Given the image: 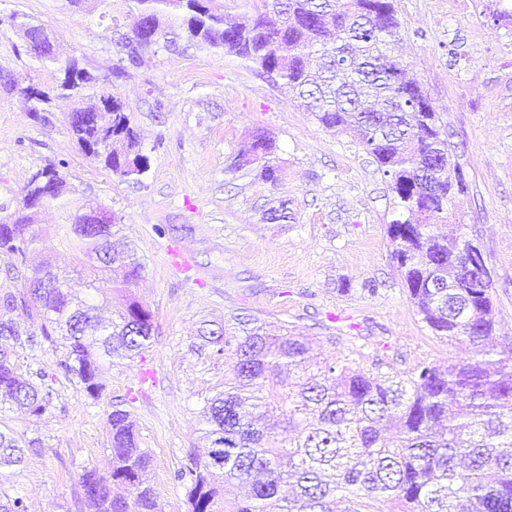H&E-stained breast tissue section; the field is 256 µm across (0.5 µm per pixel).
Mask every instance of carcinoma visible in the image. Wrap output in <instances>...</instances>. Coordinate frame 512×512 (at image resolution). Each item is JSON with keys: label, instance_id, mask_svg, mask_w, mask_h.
Returning <instances> with one entry per match:
<instances>
[{"label": "carcinoma", "instance_id": "cac0c4a2", "mask_svg": "<svg viewBox=\"0 0 512 512\" xmlns=\"http://www.w3.org/2000/svg\"><path fill=\"white\" fill-rule=\"evenodd\" d=\"M134 2L133 16L147 18L158 38L143 39L129 24L116 42L129 63L158 45L172 52L193 47L231 53L282 80L323 127L353 133L389 178L395 204L406 215L388 225V236L423 322L434 335L475 353L444 368L422 365L405 378L335 363L308 374L307 339L275 334L254 320L234 336L235 385L207 402L210 447L205 460L189 470V512H216L217 484L246 482L255 473L263 480L251 484L233 512H332L338 491L350 495L349 512H361L365 497L395 500L402 512H512V343H495L491 287L472 288L466 267L471 240L450 248L431 231L448 220V204L467 185L448 158V139L430 99L406 78L407 63L392 54L400 35L393 0H261L254 14L230 25L206 0ZM270 13L281 23L271 24ZM12 20L25 43L39 47L36 59L56 61L42 26L24 14ZM95 84V76L69 64L53 90L37 91L36 101L49 106L56 99H76ZM100 102L97 109L74 107L67 113L79 148L104 157L115 175L141 172L146 158L136 150L137 136L120 101L104 94ZM271 151L270 140L259 135L253 154L239 157L236 168L248 167L255 178L274 183L278 168L268 159ZM74 194L55 169L38 171L9 223L0 224V252L14 258L12 270L26 282L24 291L0 298V352L8 354L0 359V404L32 415L46 410L50 395L11 362V341L19 340V331L9 313L24 308L40 322L44 338L62 337L59 368L94 400L103 392L97 351L140 354L154 333L152 311L130 298L111 332L89 336L92 306L80 290H99L96 280L82 279L78 289L43 288V280L60 279L47 267L27 272L26 254L38 242L29 232L38 213L32 200L64 208ZM94 205L88 199L68 213L70 245L106 267L124 268L121 287L127 288L141 266L111 251L114 217L108 211H101L97 232L84 229V213ZM293 368L303 376L288 383L287 393L273 400L263 393L269 377ZM248 405L264 417H285V435L274 424L260 427L246 418ZM382 425L395 431V444L381 439ZM107 431L112 469L106 475L84 471L83 497L95 512H155L151 455L140 447L130 413L112 410ZM22 455L18 441L0 432V464L19 463ZM116 484L126 486L133 502L112 494ZM283 484L294 487L293 496L279 497Z\"/></svg>", "mask_w": 512, "mask_h": 512}]
</instances>
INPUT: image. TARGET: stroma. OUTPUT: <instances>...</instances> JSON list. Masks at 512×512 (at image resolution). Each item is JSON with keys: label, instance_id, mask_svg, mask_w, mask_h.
Returning <instances> with one entry per match:
<instances>
[{"label": "stroma", "instance_id": "1", "mask_svg": "<svg viewBox=\"0 0 512 512\" xmlns=\"http://www.w3.org/2000/svg\"><path fill=\"white\" fill-rule=\"evenodd\" d=\"M409 78L439 114L467 190L448 207L439 235L481 244L493 271L495 334L512 341V22L504 0H394ZM133 0H0V221L8 219L36 171L53 167L115 216L117 248L142 265L130 293L154 314L149 347L129 358L101 359L99 400L58 369L63 347L40 340L24 310L12 319L21 335L15 362L40 378L51 403L40 415L0 405V431L36 444L18 466H0V493L26 512H91L80 477L108 473L106 427L112 409L129 411L141 448L151 455L158 512H187L189 481L203 458L202 412L233 377L236 346H201L203 330L260 320L313 341L317 361L353 369L410 374L420 363L447 366L465 346L433 336L403 285L387 226L398 219L387 178L346 133L323 128L280 82L233 54L161 47L115 76L113 36L126 30ZM23 13L52 38L59 63L43 66L12 24ZM76 63L97 78L83 102L111 94L138 137L146 169L113 175L86 156L72 136L71 103L35 112L22 89L48 90L59 64ZM273 144L276 183L234 170L256 134ZM288 201L292 217L270 222L268 209ZM40 240L30 268L50 264L66 278L88 269L69 246L62 209L38 215Z\"/></svg>", "mask_w": 512, "mask_h": 512}]
</instances>
